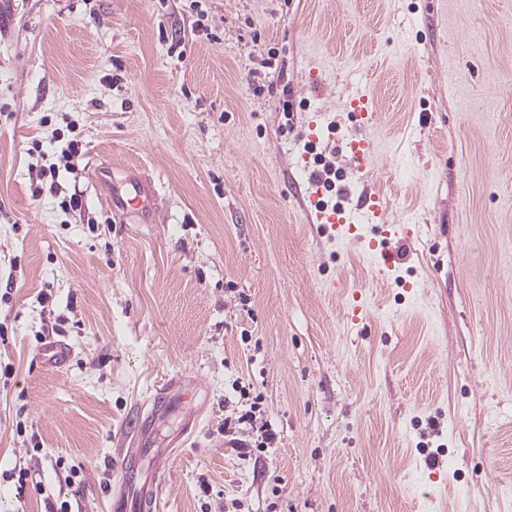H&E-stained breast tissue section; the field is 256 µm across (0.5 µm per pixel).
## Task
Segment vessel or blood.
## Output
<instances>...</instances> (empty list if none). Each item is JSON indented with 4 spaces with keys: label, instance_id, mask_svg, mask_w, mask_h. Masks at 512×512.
Segmentation results:
<instances>
[{
    "label": "vessel or blood",
    "instance_id": "vessel-or-blood-1",
    "mask_svg": "<svg viewBox=\"0 0 512 512\" xmlns=\"http://www.w3.org/2000/svg\"><path fill=\"white\" fill-rule=\"evenodd\" d=\"M355 129L345 138V150L350 157L358 179L368 178L379 161V149L370 133L378 120V114L368 94L357 92L349 100ZM157 195L153 184L130 182L124 194L113 196L111 204L122 215L139 216L150 207ZM322 189L317 179H309L301 205L304 210L314 211L319 223L330 225L340 238L357 237L360 224L371 225L374 232L369 246L379 255L382 270L394 268V259L388 249L391 238L413 237L412 224H392L386 219V203L382 196L369 194L353 208H327L321 204ZM152 414L176 410L185 405L186 396L171 393L169 384H162L152 398ZM119 468L126 479V489L112 502V512H159L163 488L162 472L165 459H157L151 475L141 473V454L137 451L121 452Z\"/></svg>",
    "mask_w": 512,
    "mask_h": 512
}]
</instances>
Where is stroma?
<instances>
[{"instance_id": "obj_1", "label": "stroma", "mask_w": 512, "mask_h": 512, "mask_svg": "<svg viewBox=\"0 0 512 512\" xmlns=\"http://www.w3.org/2000/svg\"><path fill=\"white\" fill-rule=\"evenodd\" d=\"M72 139L66 212L32 189ZM303 153L328 206L370 188L418 225L390 275L301 208ZM130 171L151 223L107 204ZM0 323V472L74 512H109L170 377L198 398L148 430L163 512H512V0H0ZM255 395L277 439L244 454L224 419ZM354 132L345 138V150L359 180L368 178L379 161V149L369 130L378 120V113L368 94L359 91L349 99ZM344 310L347 322L353 326L363 324L369 318V311L357 292L346 299Z\"/></svg>"}]
</instances>
